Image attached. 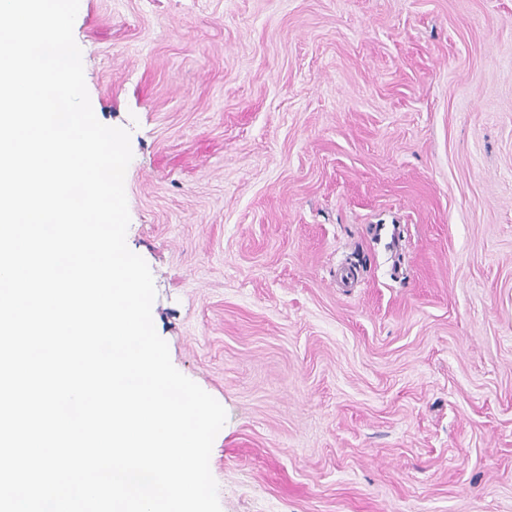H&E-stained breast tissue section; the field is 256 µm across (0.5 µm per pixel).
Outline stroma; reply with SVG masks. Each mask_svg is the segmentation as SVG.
I'll return each mask as SVG.
<instances>
[{
  "instance_id": "stroma-1",
  "label": "stroma",
  "mask_w": 512,
  "mask_h": 512,
  "mask_svg": "<svg viewBox=\"0 0 512 512\" xmlns=\"http://www.w3.org/2000/svg\"><path fill=\"white\" fill-rule=\"evenodd\" d=\"M221 512H512V0H80Z\"/></svg>"
}]
</instances>
